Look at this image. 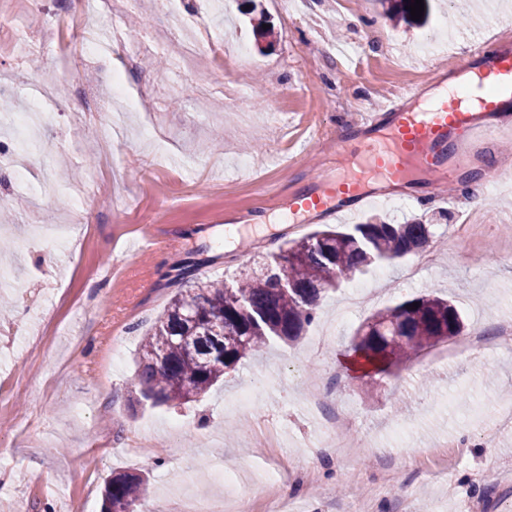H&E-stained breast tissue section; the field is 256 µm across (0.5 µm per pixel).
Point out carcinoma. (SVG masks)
Instances as JSON below:
<instances>
[{
	"mask_svg": "<svg viewBox=\"0 0 512 512\" xmlns=\"http://www.w3.org/2000/svg\"><path fill=\"white\" fill-rule=\"evenodd\" d=\"M385 2L396 24L421 26L429 19L430 0H424L418 20L406 9L413 0ZM434 238L432 224H356L350 231L325 230L290 240L263 258L259 270L230 282L201 280L175 294L143 337L133 386L140 398L156 404L201 397L227 370L270 341H298L314 321L323 292L377 263L423 252ZM463 327L456 306L432 292L373 313L358 328L353 351L386 373L459 335ZM145 500L144 473H119L105 483L102 512H128Z\"/></svg>",
	"mask_w": 512,
	"mask_h": 512,
	"instance_id": "1",
	"label": "carcinoma"
}]
</instances>
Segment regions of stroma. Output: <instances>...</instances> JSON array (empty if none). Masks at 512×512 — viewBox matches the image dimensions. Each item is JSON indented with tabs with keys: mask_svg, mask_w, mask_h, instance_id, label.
Masks as SVG:
<instances>
[{
	"mask_svg": "<svg viewBox=\"0 0 512 512\" xmlns=\"http://www.w3.org/2000/svg\"><path fill=\"white\" fill-rule=\"evenodd\" d=\"M72 3L44 0L36 19L29 0H0V199L27 198L0 235V268L15 275L12 306L0 313L13 330L0 335V501L11 512H71L76 501L101 512L112 474L145 469L154 512H179L190 494L262 512L273 475L300 512H351L360 502L371 512H501L512 499V428L491 447L482 432L512 397V355L447 357L440 343L390 373H352L342 359L366 312L317 336L342 307V289L322 299L301 344L243 359L200 400L156 406L130 396L142 336L171 297L196 280L231 281L245 262L241 241L263 256L324 229L298 223L288 203L335 177L337 141L360 149L357 114L402 89L429 92L433 70L457 78L444 52L495 35L512 44V0H431L421 28L393 26L380 0H174L161 42L157 0H107L89 13L96 56L76 39L35 48L40 25ZM259 18L272 30L261 40L251 25ZM227 36L248 53L217 73L198 46ZM115 72L125 95L112 93ZM80 86L107 112L89 118ZM283 100L287 110L273 112ZM20 112L35 138L18 149ZM243 157L251 168L238 167ZM486 162L462 173L472 189L459 206L428 176L356 216L417 219L435 225L443 244L441 264L420 284L401 283L398 261L382 281L366 272L374 309L436 289L461 311L464 335L512 319V177L484 189ZM462 222L473 232L461 256L453 227ZM42 224L69 225L67 246L34 239ZM145 224L165 243L158 255L137 251ZM191 263L192 278L180 279ZM108 268L105 288H92ZM62 288L70 304L59 303ZM248 383L255 395L244 414L232 401ZM335 407L338 432L364 443L361 453L330 447L322 415ZM173 420L180 434L168 431ZM137 435L152 452L125 453ZM459 435L466 447H445Z\"/></svg>",
	"mask_w": 512,
	"mask_h": 512,
	"instance_id": "35a3bbf8",
	"label": "stroma"
}]
</instances>
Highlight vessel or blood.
Wrapping results in <instances>:
<instances>
[{
  "label": "vessel or blood",
  "mask_w": 512,
  "mask_h": 512,
  "mask_svg": "<svg viewBox=\"0 0 512 512\" xmlns=\"http://www.w3.org/2000/svg\"><path fill=\"white\" fill-rule=\"evenodd\" d=\"M460 67L475 70L485 89L475 103L440 97L418 111L412 105L418 94L410 91L380 111L364 113L358 122L365 134L361 152L325 191L296 196L295 211L330 222L349 219L376 202L382 186L400 184L414 169L459 183L469 162L464 139L492 145L502 131L491 117L512 103V46L478 43L465 52Z\"/></svg>",
  "instance_id": "vessel-or-blood-1"
}]
</instances>
